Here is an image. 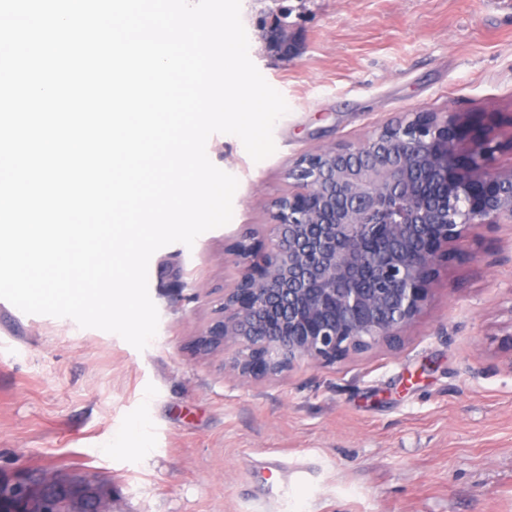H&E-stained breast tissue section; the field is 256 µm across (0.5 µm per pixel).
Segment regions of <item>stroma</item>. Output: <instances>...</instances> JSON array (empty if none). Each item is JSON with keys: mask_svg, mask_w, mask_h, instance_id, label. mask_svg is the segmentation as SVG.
I'll list each match as a JSON object with an SVG mask.
<instances>
[{"mask_svg": "<svg viewBox=\"0 0 512 512\" xmlns=\"http://www.w3.org/2000/svg\"><path fill=\"white\" fill-rule=\"evenodd\" d=\"M282 8L296 53L249 45L289 106L276 151L208 139L239 182L233 217L152 256L148 346L0 304V477L80 478L108 512H512V224L470 227L394 342L247 384L191 348L300 155L439 112L495 127L512 167V0H241L243 25ZM134 421L149 452L116 441Z\"/></svg>", "mask_w": 512, "mask_h": 512, "instance_id": "stroma-1", "label": "stroma"}]
</instances>
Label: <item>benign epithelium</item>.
Here are the masks:
<instances>
[{
  "instance_id": "7a95c632",
  "label": "benign epithelium",
  "mask_w": 512,
  "mask_h": 512,
  "mask_svg": "<svg viewBox=\"0 0 512 512\" xmlns=\"http://www.w3.org/2000/svg\"><path fill=\"white\" fill-rule=\"evenodd\" d=\"M493 133L471 142L456 116L415 112L355 143L301 156L268 234L231 250L242 268L196 353L235 351L242 382L333 364L396 340L417 322L450 247L472 224L512 223V168L491 163ZM15 488L18 512H103L88 483L53 475Z\"/></svg>"
}]
</instances>
